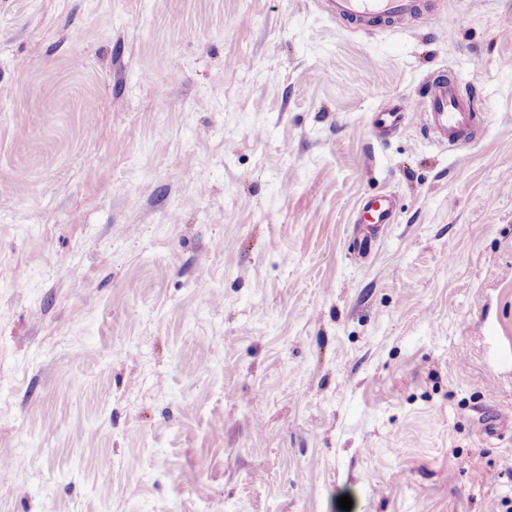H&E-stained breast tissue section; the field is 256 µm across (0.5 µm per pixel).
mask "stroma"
I'll use <instances>...</instances> for the list:
<instances>
[{
    "instance_id": "35a3bbf8",
    "label": "stroma",
    "mask_w": 512,
    "mask_h": 512,
    "mask_svg": "<svg viewBox=\"0 0 512 512\" xmlns=\"http://www.w3.org/2000/svg\"><path fill=\"white\" fill-rule=\"evenodd\" d=\"M436 3L0 0V512L512 507V0ZM439 70L475 142L375 137ZM426 0H328L329 14L356 28L405 27L424 9ZM394 223V197L389 194H375L363 198L358 204V225L356 232L362 236L356 253L359 261L365 262L370 255V244L374 238L373 230L385 224ZM363 241L366 244L363 245Z\"/></svg>"
}]
</instances>
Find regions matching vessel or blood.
Segmentation results:
<instances>
[{
	"mask_svg": "<svg viewBox=\"0 0 512 512\" xmlns=\"http://www.w3.org/2000/svg\"><path fill=\"white\" fill-rule=\"evenodd\" d=\"M426 7L427 0H327L332 17L362 30L379 25L407 26ZM414 121L421 122L437 144L462 148L475 140L479 117L455 81L446 72L438 71L424 79L410 101L386 104L372 117L374 129L381 133L396 131ZM357 221L363 243L356 256L364 262L370 255L368 243L374 230L394 221L393 196L375 194L363 198L358 204Z\"/></svg>",
	"mask_w": 512,
	"mask_h": 512,
	"instance_id": "obj_1",
	"label": "vessel or blood"
}]
</instances>
